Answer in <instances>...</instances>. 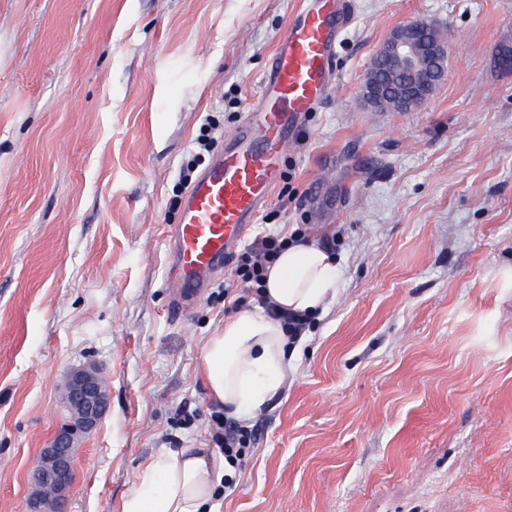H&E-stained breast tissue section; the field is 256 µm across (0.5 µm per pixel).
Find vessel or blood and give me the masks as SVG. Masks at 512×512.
Returning <instances> with one entry per match:
<instances>
[{"instance_id":"1","label":"vessel or blood","mask_w":512,"mask_h":512,"mask_svg":"<svg viewBox=\"0 0 512 512\" xmlns=\"http://www.w3.org/2000/svg\"><path fill=\"white\" fill-rule=\"evenodd\" d=\"M352 0H301L257 100L187 190L170 230L171 309L187 314L231 263L280 181L295 131L333 87Z\"/></svg>"}]
</instances>
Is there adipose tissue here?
Here are the masks:
<instances>
[{"label":"adipose tissue","instance_id":"ef3b65f1","mask_svg":"<svg viewBox=\"0 0 512 512\" xmlns=\"http://www.w3.org/2000/svg\"><path fill=\"white\" fill-rule=\"evenodd\" d=\"M265 294L288 311L324 312L337 295L335 256L313 242L290 244L269 268ZM292 358L282 324L256 305L208 337L198 373L213 401L245 418L280 393ZM231 474L224 457L208 449H160L122 512H212L215 493Z\"/></svg>","mask_w":512,"mask_h":512}]
</instances>
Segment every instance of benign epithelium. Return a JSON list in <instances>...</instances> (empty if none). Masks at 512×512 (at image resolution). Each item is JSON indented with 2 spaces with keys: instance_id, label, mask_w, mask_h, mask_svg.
Segmentation results:
<instances>
[{
  "instance_id": "1",
  "label": "benign epithelium",
  "mask_w": 512,
  "mask_h": 512,
  "mask_svg": "<svg viewBox=\"0 0 512 512\" xmlns=\"http://www.w3.org/2000/svg\"><path fill=\"white\" fill-rule=\"evenodd\" d=\"M429 28L425 22H414L389 33L376 56L386 60L391 70L371 66L363 78V99L371 109L397 110L402 102L409 111L425 102L434 86L445 79L448 44L425 43L421 33ZM60 404L66 416L33 462L25 512H66L75 480V453L109 406L107 388L95 364L88 363L67 375Z\"/></svg>"
}]
</instances>
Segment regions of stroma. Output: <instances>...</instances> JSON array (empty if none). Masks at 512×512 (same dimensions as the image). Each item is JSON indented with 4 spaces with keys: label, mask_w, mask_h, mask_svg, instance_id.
Here are the masks:
<instances>
[{
    "label": "stroma",
    "mask_w": 512,
    "mask_h": 512,
    "mask_svg": "<svg viewBox=\"0 0 512 512\" xmlns=\"http://www.w3.org/2000/svg\"><path fill=\"white\" fill-rule=\"evenodd\" d=\"M300 2L0 0V512L90 360L110 405L70 512H122L159 449L212 447L197 365L231 275L172 317L169 228L201 126L223 146ZM354 2L340 80L251 230L334 237L338 298L215 508L512 512V0ZM420 21L450 32L446 80L367 108L375 54Z\"/></svg>",
    "instance_id": "stroma-1"
}]
</instances>
